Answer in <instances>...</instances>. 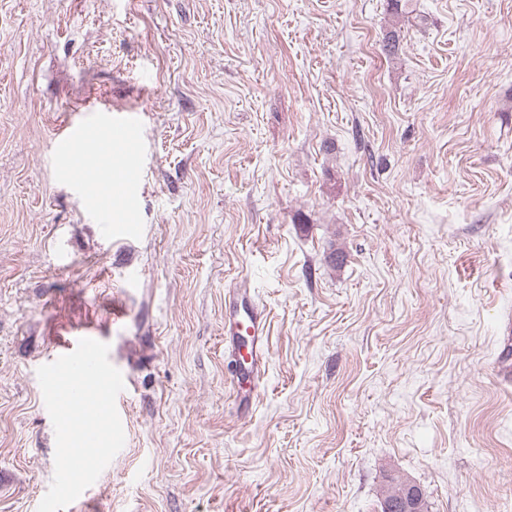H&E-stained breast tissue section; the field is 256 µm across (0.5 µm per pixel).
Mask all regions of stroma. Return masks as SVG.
<instances>
[{"label":"stroma","instance_id":"obj_1","mask_svg":"<svg viewBox=\"0 0 512 512\" xmlns=\"http://www.w3.org/2000/svg\"><path fill=\"white\" fill-rule=\"evenodd\" d=\"M103 110L144 115L132 237L81 174L122 148L54 155ZM511 317L512 0H0V512L50 487L77 331L127 383L78 512H512ZM84 132L81 126H71L68 130L60 132L54 144V152L59 159L66 160L72 152L74 143L83 138ZM403 491L402 483L389 481L382 490L383 499L387 497L397 498L400 497V492ZM382 512H420V500L417 488L413 485L406 487L405 494L397 500H388L384 505Z\"/></svg>","mask_w":512,"mask_h":512}]
</instances>
